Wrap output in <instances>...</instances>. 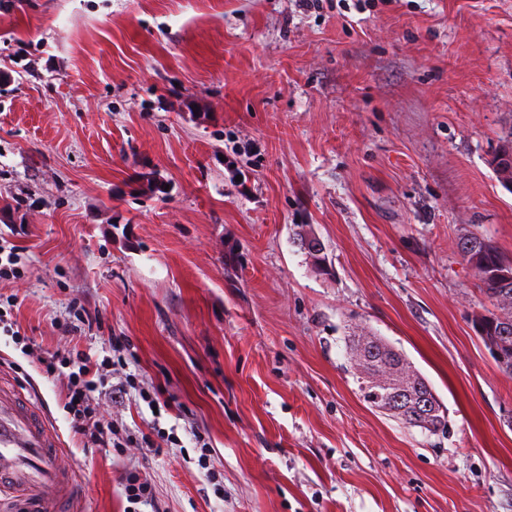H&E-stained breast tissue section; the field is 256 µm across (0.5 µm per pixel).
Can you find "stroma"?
Instances as JSON below:
<instances>
[{"mask_svg": "<svg viewBox=\"0 0 512 512\" xmlns=\"http://www.w3.org/2000/svg\"><path fill=\"white\" fill-rule=\"evenodd\" d=\"M234 141L258 153L232 171ZM511 142L512 0H0V299L28 339L0 330V377L41 400L76 512H124L132 471L164 512H512V375L458 249L512 260ZM356 328L446 432L364 400ZM112 336L99 412L153 449L84 446L44 370ZM349 359L353 368V375L359 383V389L364 397L372 403V407L378 411L397 419L409 427H419L430 433L443 431L446 426L445 415L441 410V404L437 399V408L431 407L426 415L419 414L416 405H411L403 411L399 408L408 406V398L401 390L412 394L427 393L420 397L419 406L429 409L433 401L429 392L432 388L411 365L403 352L385 342L377 336H349ZM375 344V345H374ZM363 345H370L377 349V353H369L368 356L361 353ZM392 376L390 381L381 382L380 377ZM427 387L428 392H427ZM431 389V390H430ZM396 396L405 398V402L398 405L394 401ZM433 394V392H432Z\"/></svg>", "mask_w": 512, "mask_h": 512, "instance_id": "obj_1", "label": "stroma"}]
</instances>
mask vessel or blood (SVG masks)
<instances>
[{"mask_svg":"<svg viewBox=\"0 0 512 512\" xmlns=\"http://www.w3.org/2000/svg\"><path fill=\"white\" fill-rule=\"evenodd\" d=\"M57 434L43 410L18 388H0V492L20 512H72L78 488L60 459Z\"/></svg>","mask_w":512,"mask_h":512,"instance_id":"obj_1","label":"vessel or blood"}]
</instances>
